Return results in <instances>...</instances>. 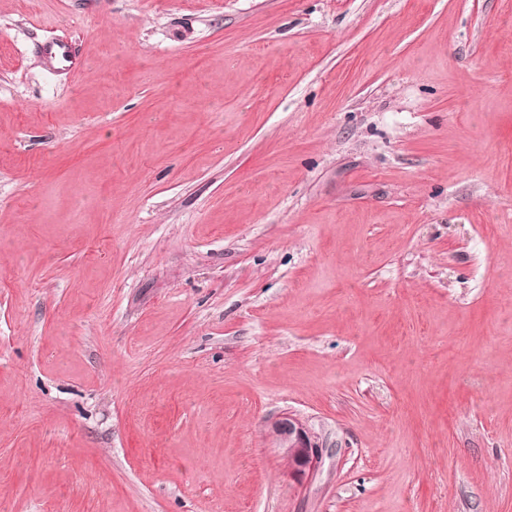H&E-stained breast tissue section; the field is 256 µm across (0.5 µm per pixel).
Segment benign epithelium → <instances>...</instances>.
<instances>
[{
	"label": "benign epithelium",
	"mask_w": 512,
	"mask_h": 512,
	"mask_svg": "<svg viewBox=\"0 0 512 512\" xmlns=\"http://www.w3.org/2000/svg\"><path fill=\"white\" fill-rule=\"evenodd\" d=\"M268 435L288 461L290 474L303 481L318 468L323 444L305 423L291 415L273 419L267 424Z\"/></svg>",
	"instance_id": "7a95c632"
}]
</instances>
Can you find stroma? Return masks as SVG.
I'll return each instance as SVG.
<instances>
[{"label":"stroma","instance_id":"obj_1","mask_svg":"<svg viewBox=\"0 0 512 512\" xmlns=\"http://www.w3.org/2000/svg\"><path fill=\"white\" fill-rule=\"evenodd\" d=\"M0 512H512V0H0ZM36 52L55 73L73 76L83 65L72 41H45L37 46ZM267 432L288 461V470L297 481L307 479L317 470L323 443L300 419L289 414L273 419L267 424Z\"/></svg>","mask_w":512,"mask_h":512}]
</instances>
